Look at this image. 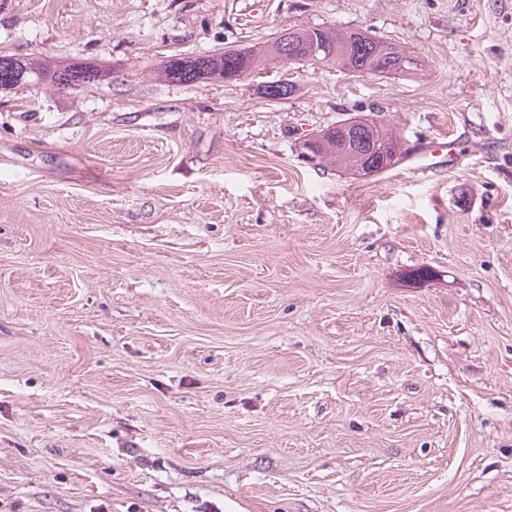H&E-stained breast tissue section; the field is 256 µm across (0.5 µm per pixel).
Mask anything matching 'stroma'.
I'll use <instances>...</instances> for the list:
<instances>
[{
	"mask_svg": "<svg viewBox=\"0 0 512 512\" xmlns=\"http://www.w3.org/2000/svg\"><path fill=\"white\" fill-rule=\"evenodd\" d=\"M320 23L423 69L148 77ZM31 53L107 75L0 90V512H512V0H0ZM360 115L428 174L297 157Z\"/></svg>",
	"mask_w": 512,
	"mask_h": 512,
	"instance_id": "1",
	"label": "stroma"
}]
</instances>
